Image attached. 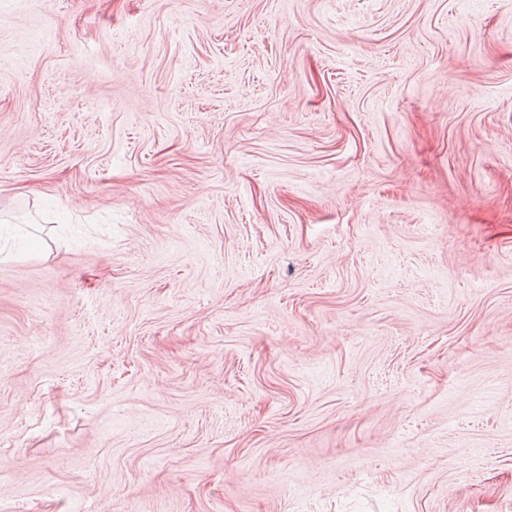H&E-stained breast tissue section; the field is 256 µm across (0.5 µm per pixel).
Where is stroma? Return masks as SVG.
I'll use <instances>...</instances> for the list:
<instances>
[{
	"label": "stroma",
	"mask_w": 512,
	"mask_h": 512,
	"mask_svg": "<svg viewBox=\"0 0 512 512\" xmlns=\"http://www.w3.org/2000/svg\"><path fill=\"white\" fill-rule=\"evenodd\" d=\"M0 512H512V0H0Z\"/></svg>",
	"instance_id": "stroma-1"
}]
</instances>
